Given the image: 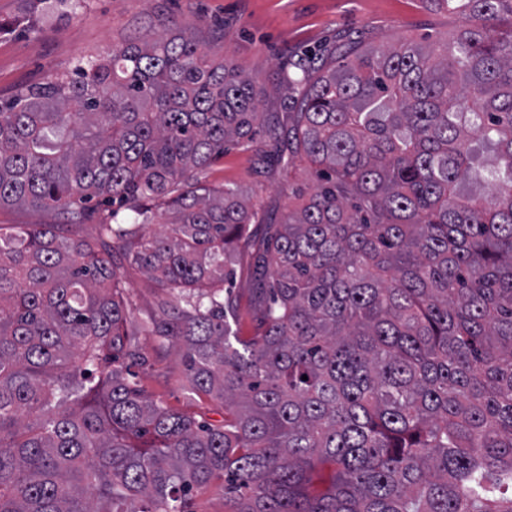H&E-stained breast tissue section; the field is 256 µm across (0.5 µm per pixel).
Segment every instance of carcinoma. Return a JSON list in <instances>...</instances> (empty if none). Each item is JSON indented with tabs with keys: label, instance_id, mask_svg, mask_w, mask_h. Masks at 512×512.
<instances>
[{
	"label": "carcinoma",
	"instance_id": "obj_1",
	"mask_svg": "<svg viewBox=\"0 0 512 512\" xmlns=\"http://www.w3.org/2000/svg\"><path fill=\"white\" fill-rule=\"evenodd\" d=\"M460 2L449 41L313 52L283 112L170 29L0 100V206L99 229L0 225V512H198L216 479L224 512H512V0ZM261 122L316 184L256 240L248 196L193 172ZM124 260L190 289L144 331L223 421L134 381ZM252 255L250 251H240L235 261V278L233 294L238 301L239 331L241 336H253L254 324L250 312L251 288H254L252 278Z\"/></svg>",
	"mask_w": 512,
	"mask_h": 512
}]
</instances>
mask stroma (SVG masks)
Instances as JSON below:
<instances>
[{
  "mask_svg": "<svg viewBox=\"0 0 512 512\" xmlns=\"http://www.w3.org/2000/svg\"><path fill=\"white\" fill-rule=\"evenodd\" d=\"M0 21L21 25L0 34L1 100L78 62L161 34L172 22L193 36L208 58L248 73L263 112L283 111L278 73L319 46L346 37L374 46L423 43L447 38L459 23L456 15L432 10L425 0H0ZM198 177L248 193L269 218L294 206L292 186L311 183L305 164L267 165L257 146L228 147ZM252 262L249 251L236 256L233 293L244 336L254 333ZM125 278L134 323L149 320L158 312L159 289L133 266L126 267ZM138 343L145 361L135 372L145 395L199 419L223 420L218 402L189 393L181 353L153 336H139Z\"/></svg>",
  "mask_w": 512,
  "mask_h": 512,
  "instance_id": "1",
  "label": "stroma"
}]
</instances>
